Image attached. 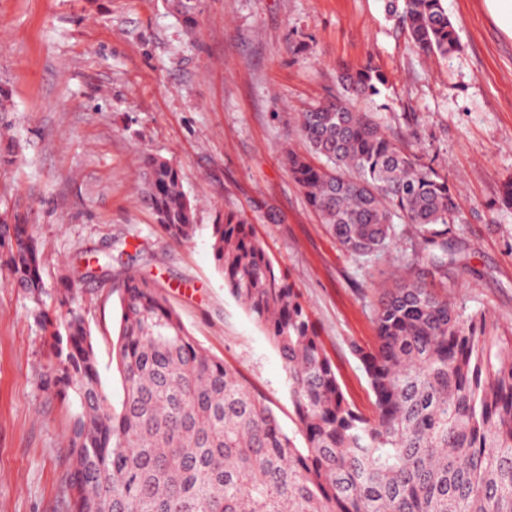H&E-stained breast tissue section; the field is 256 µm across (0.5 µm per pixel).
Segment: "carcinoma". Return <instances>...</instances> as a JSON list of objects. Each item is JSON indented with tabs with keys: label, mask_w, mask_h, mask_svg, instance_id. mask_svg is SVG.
<instances>
[{
	"label": "carcinoma",
	"mask_w": 512,
	"mask_h": 512,
	"mask_svg": "<svg viewBox=\"0 0 512 512\" xmlns=\"http://www.w3.org/2000/svg\"><path fill=\"white\" fill-rule=\"evenodd\" d=\"M188 31L197 0H167ZM415 49L460 48L442 0H389ZM342 92L299 114L308 154L285 161L307 203L349 254L389 248L395 221L414 227L412 262L442 280L398 279L376 312V340L355 348L374 395L366 416L346 399L290 277L251 225L227 211L212 225L224 286L286 363L297 434L266 400L195 343L165 287L137 272L120 291L112 352L123 398L112 404L77 283L95 258L67 267L55 319L40 304L41 248L20 218L0 224L15 288L54 362L44 386L81 416L69 440L70 512H512V348L483 314L448 301V233L461 221L448 176L350 101L388 85L372 62L343 69ZM140 203L178 244L196 233V207L169 159L142 162Z\"/></svg>",
	"instance_id": "carcinoma-1"
}]
</instances>
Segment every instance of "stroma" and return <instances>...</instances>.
I'll return each instance as SVG.
<instances>
[{"label":"stroma","instance_id":"35a3bbf8","mask_svg":"<svg viewBox=\"0 0 512 512\" xmlns=\"http://www.w3.org/2000/svg\"><path fill=\"white\" fill-rule=\"evenodd\" d=\"M388 0H199L186 31L163 0H0V130L17 145L0 167V221L22 215L42 249L43 302L57 307L68 264L112 255L75 304L90 327L102 386L123 396L112 358L117 285L128 271L168 289L192 338L262 395L286 432L295 425L286 365L224 288L211 250L219 213H241L290 274L347 400L374 411L354 346H372L383 283L426 277L412 265L414 229L365 259L344 252L308 205L281 148L306 149L294 117L326 101L344 68L379 66L381 97L354 101L453 183L464 215L448 235V296L512 344V38L485 0H443L460 49L418 53ZM311 48L302 52L299 40ZM171 159L197 204L180 245L139 202L146 155ZM0 265V512H67L68 440L81 409L43 390L51 356L31 299Z\"/></svg>","mask_w":512,"mask_h":512}]
</instances>
